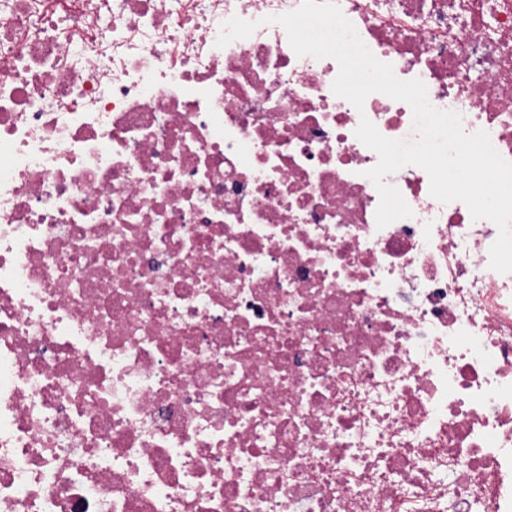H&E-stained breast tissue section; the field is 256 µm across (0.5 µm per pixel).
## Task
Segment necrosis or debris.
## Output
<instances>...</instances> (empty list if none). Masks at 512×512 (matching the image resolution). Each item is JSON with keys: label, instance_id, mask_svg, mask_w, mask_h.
<instances>
[{"label": "necrosis or debris", "instance_id": "obj_1", "mask_svg": "<svg viewBox=\"0 0 512 512\" xmlns=\"http://www.w3.org/2000/svg\"><path fill=\"white\" fill-rule=\"evenodd\" d=\"M301 2L0 0V512H512L498 228L413 164L377 227L412 109ZM337 3L512 161V0Z\"/></svg>", "mask_w": 512, "mask_h": 512}]
</instances>
